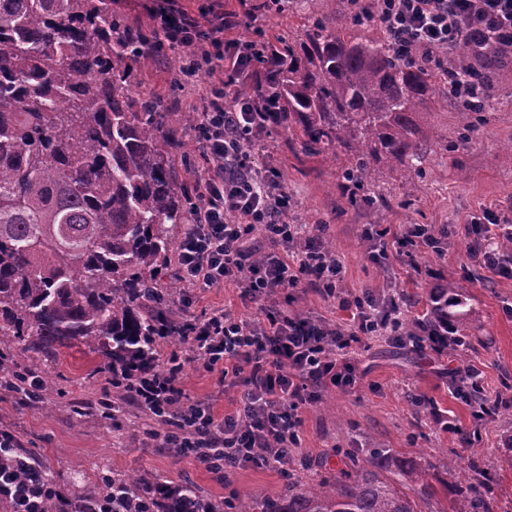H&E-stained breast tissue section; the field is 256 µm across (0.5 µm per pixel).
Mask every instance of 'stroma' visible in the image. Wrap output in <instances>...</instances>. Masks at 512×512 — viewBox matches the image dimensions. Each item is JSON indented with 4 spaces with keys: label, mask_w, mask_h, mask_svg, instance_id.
<instances>
[{
    "label": "stroma",
    "mask_w": 512,
    "mask_h": 512,
    "mask_svg": "<svg viewBox=\"0 0 512 512\" xmlns=\"http://www.w3.org/2000/svg\"><path fill=\"white\" fill-rule=\"evenodd\" d=\"M306 25L304 0H289L285 12L263 11L257 21L234 30L233 36L240 41L262 37L299 41ZM493 79L496 91L487 107L490 122L460 147L454 161L444 163L430 156V170L416 184L411 209L400 205L404 194L400 182L385 177L382 191L388 206L382 215L397 231L407 224H428L437 233L448 231L443 250L429 254L426 265L438 270L445 281L461 286L471 338L468 349L456 352L455 357L474 363L483 373L488 392L512 406V279L474 267L464 232L465 224L483 208H512V159L502 150L504 143L512 141V65L495 71ZM132 81L165 104L187 112L215 77L205 72L184 80L162 59L135 71ZM253 155L277 170L282 188L291 195L289 223L326 225L325 239L345 266L342 299L351 300L367 291L380 296L396 288L407 299L405 316L426 313L434 280L403 259L394 261L387 271L370 261L360 235L375 217L363 211L338 212L340 198L333 186L331 159L296 157L288 148L284 128L273 130L258 143ZM460 168L466 180L458 179ZM167 285L176 289L175 309L184 318L222 307L233 309L247 321L256 314L255 305L243 302L232 284L199 288L188 295L180 293L178 279H168ZM356 365L360 382L355 389H324L303 411L300 458L291 461V468L307 464L308 478L317 479L341 468V450L362 453L369 448H390L416 458L436 500L443 503L449 488L474 483L476 476L469 468L474 461L493 479L491 512H512V470L498 465L502 449L512 446V423L500 417L484 425L477 423L470 408L450 392L447 361L373 336L366 339ZM44 369L55 379L56 395L48 401H33L0 390V424L18 432L61 499L75 497L114 471L155 475L172 485L189 479L216 502L232 491L274 496L287 481L281 470L253 465L228 470L220 477L193 456L175 457L144 444L142 431L152 419L139 406L126 405L119 421L103 419L97 402L111 393V375L103 369L100 357L86 354L83 346L64 350L58 361L45 364ZM183 386L190 400L215 398L217 413L232 412L238 405V389L215 397L214 377L195 365L185 366ZM450 461L455 464L451 475L445 470Z\"/></svg>",
    "instance_id": "1"
}]
</instances>
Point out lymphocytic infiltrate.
I'll list each match as a JSON object with an SVG mask.
<instances>
[{
    "mask_svg": "<svg viewBox=\"0 0 512 512\" xmlns=\"http://www.w3.org/2000/svg\"><path fill=\"white\" fill-rule=\"evenodd\" d=\"M355 18L378 25L393 42L404 44L413 59L440 61L461 41L496 32L512 42V0H347ZM209 26L186 11L180 0H160L151 9L155 26L168 33L170 46L187 49L182 74L200 70L219 74L202 101L197 140L210 166L198 173L193 189L200 198L179 244L180 279L194 288L235 284L242 301L257 304L258 314L242 320L218 308L188 320L186 334L195 361L215 376L218 391L242 387L237 410L219 416L208 401H189L180 373L148 378L136 386L134 400L149 413L163 411L171 422L164 448L202 455L211 451L238 465L283 468L300 446L302 412L320 389H353L359 383L353 354L364 338L383 336L418 352H448V311L417 335L400 331L395 293L355 298L349 324L290 315L292 287L301 276L314 279L317 292L336 297L343 279L340 256L325 249L319 225L289 224L283 217L290 198L273 168L255 164L252 148L269 135L263 115L274 111L271 98L227 96L226 87L244 83L257 65L277 66L273 41L242 42L231 31L245 14L208 6ZM512 234V214L483 209L466 227L473 262L494 276L512 279V254L493 246L495 232ZM262 234L269 249L258 252L253 237ZM371 259L390 264L391 254L410 255L427 248L434 235L428 225L409 224L399 232L374 229ZM22 442L0 426V502L9 512H42L56 498L52 482Z\"/></svg>",
    "mask_w": 512,
    "mask_h": 512,
    "instance_id": "lymphocytic-infiltrate-1",
    "label": "lymphocytic infiltrate"
}]
</instances>
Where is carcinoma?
Returning <instances> with one entry per match:
<instances>
[{"mask_svg":"<svg viewBox=\"0 0 512 512\" xmlns=\"http://www.w3.org/2000/svg\"><path fill=\"white\" fill-rule=\"evenodd\" d=\"M111 0H0V337L13 343L0 364L33 371L77 344L105 358L112 387L126 389L167 371L160 341L185 343L171 315L175 229L195 200L175 175L179 128L191 113L166 111L134 89L130 68L155 61L163 43L112 13ZM305 39L278 42L286 59L263 90L280 105L277 124L306 156L345 160L336 170L340 209L388 206L378 175L413 185L429 156H448L431 138L437 93L450 96L453 61L401 58L386 37L342 19L308 17ZM479 67L466 77L489 89L512 64L492 38L457 48ZM459 144L487 124L484 107L458 103ZM319 483L297 474L275 497L224 503L184 482L106 475L112 512H490L477 488L442 509L425 471L390 448L360 457Z\"/></svg>","mask_w":512,"mask_h":512,"instance_id":"obj_1","label":"carcinoma"}]
</instances>
